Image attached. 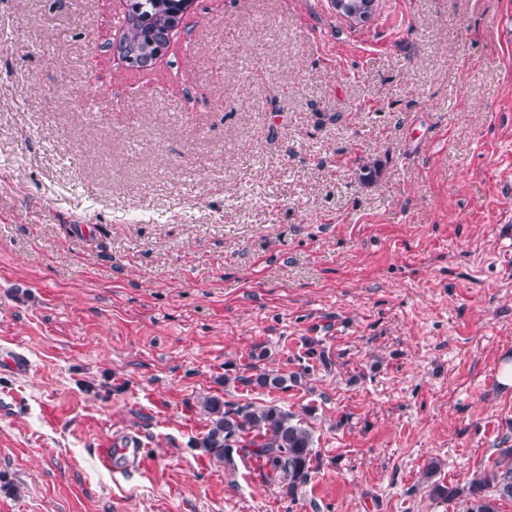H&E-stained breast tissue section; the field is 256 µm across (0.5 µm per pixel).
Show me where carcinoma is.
Segmentation results:
<instances>
[{
    "label": "carcinoma",
    "mask_w": 512,
    "mask_h": 512,
    "mask_svg": "<svg viewBox=\"0 0 512 512\" xmlns=\"http://www.w3.org/2000/svg\"><path fill=\"white\" fill-rule=\"evenodd\" d=\"M180 0H127V25L122 42L138 53L142 60L154 56L156 44L170 40L182 21ZM307 354L324 367L333 365L320 341H306ZM309 369L302 367L287 375L257 371L240 380L271 390L286 391L307 384ZM200 412L206 416L208 430L196 441V447L209 456L231 466L234 456L256 461L267 469L264 478L278 481L286 494L295 495L308 482L314 463L318 461L313 431L301 415L276 404L250 403L231 407L221 398L199 400ZM438 467L432 463L424 478L430 481L431 493L447 500L458 491L433 480ZM503 501H512V449H505L489 469L472 480L463 512H499Z\"/></svg>",
    "instance_id": "carcinoma-1"
}]
</instances>
